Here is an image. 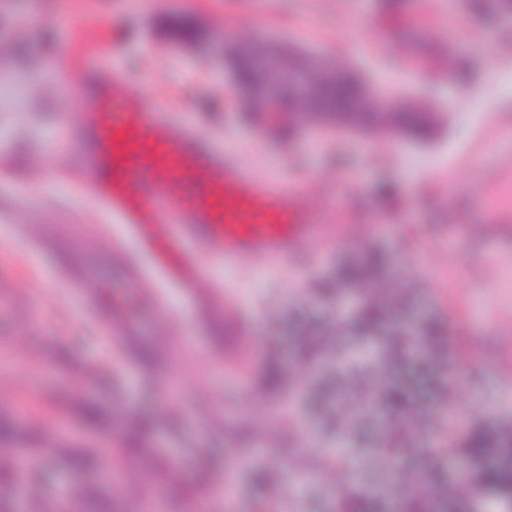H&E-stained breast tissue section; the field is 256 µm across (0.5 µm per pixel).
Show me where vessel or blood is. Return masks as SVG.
Returning <instances> with one entry per match:
<instances>
[{
    "mask_svg": "<svg viewBox=\"0 0 512 512\" xmlns=\"http://www.w3.org/2000/svg\"><path fill=\"white\" fill-rule=\"evenodd\" d=\"M83 93L78 135L93 173L86 191L116 233L111 257L85 258L68 269L74 287L93 299L112 277L143 297L152 316L147 323L131 319L117 299L100 311L114 354L170 352L176 339L158 326L175 318L166 302L174 289L203 314L223 309L224 365H242L246 313L231 287H201L205 261L243 271L260 263L280 266L309 244L347 232V225L326 223L299 179L261 174L176 123L162 102L129 88L119 64L86 72ZM486 206L480 195L466 202L487 239L512 243V200L492 214Z\"/></svg>",
    "mask_w": 512,
    "mask_h": 512,
    "instance_id": "vessel-or-blood-1",
    "label": "vessel or blood"
}]
</instances>
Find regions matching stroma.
Returning a JSON list of instances; mask_svg holds the SVG:
<instances>
[{
  "label": "stroma",
  "instance_id": "1",
  "mask_svg": "<svg viewBox=\"0 0 512 512\" xmlns=\"http://www.w3.org/2000/svg\"><path fill=\"white\" fill-rule=\"evenodd\" d=\"M198 21L210 40L177 46L171 21ZM272 39L367 71L384 96L418 112L439 107L446 123L427 144L385 133L369 140L320 125L286 139L227 115L224 47ZM117 60L133 87L157 98L178 123L265 173L308 183L312 205L349 233L311 246L278 274L248 277L208 261L207 279L235 286L244 331L263 360L294 380L297 434H280L279 388L225 377L223 334L199 321L177 291L168 302L185 342L175 365L143 351L115 362L98 382L87 368L112 348L88 303L57 282L53 259L81 246L112 245V225L84 193L92 178L74 139L85 73ZM512 155V11L501 0H0V262L22 298L0 320V435L14 453L51 473L38 500L19 502L16 479L0 480V504L24 512H147L153 480L160 512H184L227 474L235 491L216 512H263L277 482L284 512H336L342 490L371 493L373 512H406L417 499L460 492L459 439L512 422V248L470 227L468 195L485 190ZM375 259L369 306L385 322L419 329L422 352L394 366L395 381L424 405L401 415L405 443L393 464L378 450L392 426L383 412L332 431L324 401L347 393L335 360L309 365L306 330L347 287L339 262ZM330 288L309 293L310 281ZM448 387L443 407L430 399ZM178 391L182 415H164ZM49 400L38 422L19 398ZM113 450L119 475L91 481L70 455ZM335 454L333 474L316 457ZM178 460L169 477L170 460ZM439 472L416 493L408 479Z\"/></svg>",
  "mask_w": 512,
  "mask_h": 512
}]
</instances>
